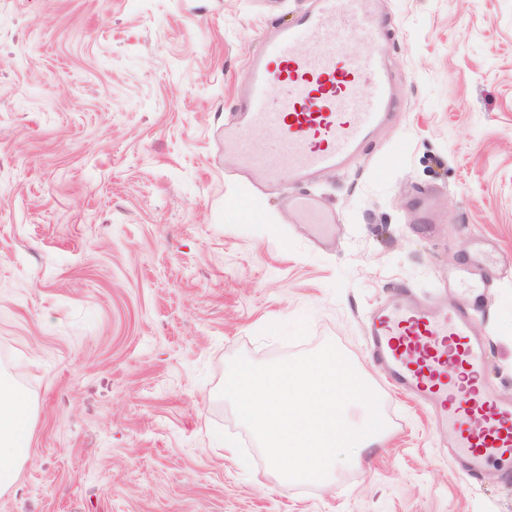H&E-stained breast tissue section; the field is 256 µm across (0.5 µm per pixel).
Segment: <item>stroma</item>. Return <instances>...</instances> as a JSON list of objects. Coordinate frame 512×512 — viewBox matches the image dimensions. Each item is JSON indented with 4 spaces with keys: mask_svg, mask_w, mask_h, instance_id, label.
I'll return each mask as SVG.
<instances>
[{
    "mask_svg": "<svg viewBox=\"0 0 512 512\" xmlns=\"http://www.w3.org/2000/svg\"><path fill=\"white\" fill-rule=\"evenodd\" d=\"M309 0H0V376L31 400L0 512H512L367 354L369 310L430 299L492 241L512 266V0H382L396 105L307 184L331 247L262 204L221 135L267 25ZM486 384L512 393V273L485 276ZM333 343L380 399L381 448L280 484L220 390L230 362ZM235 443L227 458L225 440Z\"/></svg>",
    "mask_w": 512,
    "mask_h": 512,
    "instance_id": "35a3bbf8",
    "label": "stroma"
}]
</instances>
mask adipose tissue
<instances>
[{"mask_svg":"<svg viewBox=\"0 0 512 512\" xmlns=\"http://www.w3.org/2000/svg\"><path fill=\"white\" fill-rule=\"evenodd\" d=\"M30 413L27 392L0 384V490L17 480L26 457V426Z\"/></svg>","mask_w":512,"mask_h":512,"instance_id":"ef3b65f1","label":"adipose tissue"}]
</instances>
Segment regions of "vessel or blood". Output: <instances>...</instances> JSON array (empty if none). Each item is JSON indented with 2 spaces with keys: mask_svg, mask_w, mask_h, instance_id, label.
I'll use <instances>...</instances> for the list:
<instances>
[{
  "mask_svg": "<svg viewBox=\"0 0 512 512\" xmlns=\"http://www.w3.org/2000/svg\"><path fill=\"white\" fill-rule=\"evenodd\" d=\"M381 0H312L288 24L265 35L249 63L247 93L224 124V154L239 174L278 184L344 168L389 114L395 96L382 59L336 49L334 34H380ZM284 95L272 100V86ZM262 130L259 138L248 129ZM288 218L316 236L338 223L318 197L299 194ZM366 345L388 383L425 407L437 439L470 478L490 464L512 466V398L450 378L456 365L486 376L488 346L464 304L425 303L412 290L372 308Z\"/></svg>",
  "mask_w": 512,
  "mask_h": 512,
  "instance_id": "vessel-or-blood-1",
  "label": "vessel or blood"
}]
</instances>
